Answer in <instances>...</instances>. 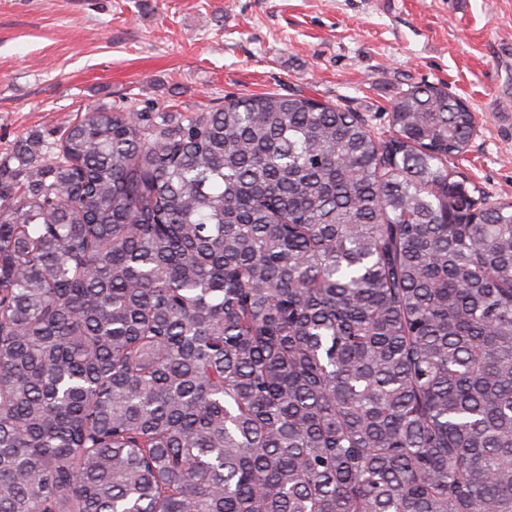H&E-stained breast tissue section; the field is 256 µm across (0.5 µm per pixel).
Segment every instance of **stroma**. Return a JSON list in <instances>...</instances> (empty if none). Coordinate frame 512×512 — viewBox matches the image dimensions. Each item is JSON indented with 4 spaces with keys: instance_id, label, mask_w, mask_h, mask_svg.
<instances>
[{
    "instance_id": "stroma-1",
    "label": "stroma",
    "mask_w": 512,
    "mask_h": 512,
    "mask_svg": "<svg viewBox=\"0 0 512 512\" xmlns=\"http://www.w3.org/2000/svg\"><path fill=\"white\" fill-rule=\"evenodd\" d=\"M476 116L451 161L512 196V0H0V161L124 99L189 117L304 92L387 130L413 85Z\"/></svg>"
}]
</instances>
